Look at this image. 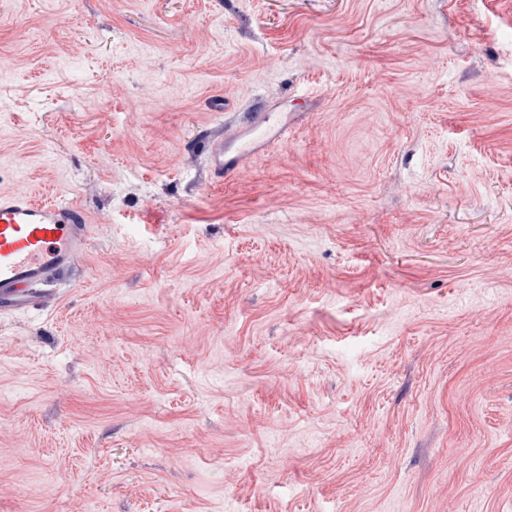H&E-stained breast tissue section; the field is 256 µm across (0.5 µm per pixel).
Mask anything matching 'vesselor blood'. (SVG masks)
Returning a JSON list of instances; mask_svg holds the SVG:
<instances>
[{
  "mask_svg": "<svg viewBox=\"0 0 512 512\" xmlns=\"http://www.w3.org/2000/svg\"><path fill=\"white\" fill-rule=\"evenodd\" d=\"M287 120L269 111L251 123L225 127L207 144L216 181L235 176L246 159L272 142H287ZM91 227L83 210L48 197L0 195V313L39 309L56 298L54 285L80 267L88 253Z\"/></svg>",
  "mask_w": 512,
  "mask_h": 512,
  "instance_id": "b4317fda",
  "label": "vessel or blood"
}]
</instances>
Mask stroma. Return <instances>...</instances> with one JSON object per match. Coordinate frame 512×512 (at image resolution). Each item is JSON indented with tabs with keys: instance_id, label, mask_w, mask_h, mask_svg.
I'll return each mask as SVG.
<instances>
[{
	"instance_id": "35a3bbf8",
	"label": "stroma",
	"mask_w": 512,
	"mask_h": 512,
	"mask_svg": "<svg viewBox=\"0 0 512 512\" xmlns=\"http://www.w3.org/2000/svg\"><path fill=\"white\" fill-rule=\"evenodd\" d=\"M1 189L92 242L0 315V512H512V0H0ZM290 132L288 120L269 111L254 112L252 122L247 125L224 126V135L207 144L211 175L217 182L232 178L246 159L269 143H287Z\"/></svg>"
}]
</instances>
